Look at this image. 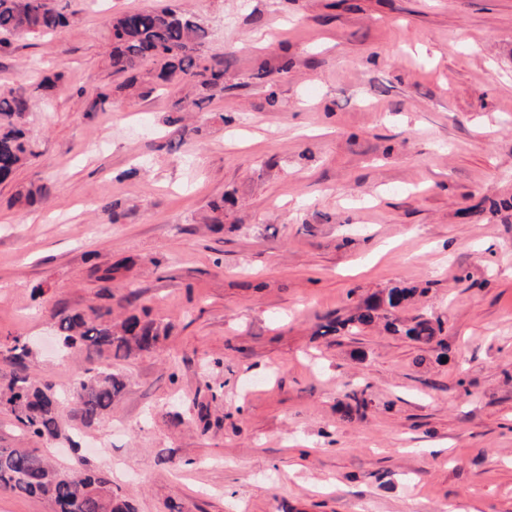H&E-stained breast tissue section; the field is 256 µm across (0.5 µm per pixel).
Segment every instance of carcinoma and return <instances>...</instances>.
Masks as SVG:
<instances>
[{
	"mask_svg": "<svg viewBox=\"0 0 512 512\" xmlns=\"http://www.w3.org/2000/svg\"><path fill=\"white\" fill-rule=\"evenodd\" d=\"M70 20L59 0H0V52L8 51L14 38L50 35L69 26ZM107 29L112 40V74L125 77L119 89L128 95L145 98L159 81L186 85L200 94V98L190 101L198 108L205 101L202 94L224 90L228 59L224 53L210 57L203 54L209 32L194 15L169 5L131 10L112 15ZM64 77V71L58 70L44 76L30 91L19 87L0 93V182L10 180L33 155L24 130L32 99L50 98ZM111 98L112 90L99 88L88 100L87 111L104 108ZM415 292L414 288H392L359 306L354 314L328 320L321 325L320 334L355 335L361 328L382 321L394 334L425 346L446 348L441 319L424 314L409 320L397 317L396 312ZM51 319L62 355L106 361L127 360L153 351L172 329L169 323L136 314L116 321L110 307H92L87 312L56 307ZM30 353L22 336L0 345V364L10 367L6 382L0 384V409L33 438L50 441L62 435L60 401L70 406L72 417L91 424L112 410L125 387L118 374L91 375L86 371L74 376L75 386L68 394L48 384L36 385L26 364ZM345 398L348 416L366 412V391L351 390ZM0 489L44 499L53 512H134L120 490L112 487L111 480L95 474L78 476L28 448H0Z\"/></svg>",
	"mask_w": 512,
	"mask_h": 512,
	"instance_id": "obj_1",
	"label": "carcinoma"
}]
</instances>
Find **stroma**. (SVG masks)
<instances>
[{
	"instance_id": "stroma-1",
	"label": "stroma",
	"mask_w": 512,
	"mask_h": 512,
	"mask_svg": "<svg viewBox=\"0 0 512 512\" xmlns=\"http://www.w3.org/2000/svg\"><path fill=\"white\" fill-rule=\"evenodd\" d=\"M162 3L71 0L66 29L0 54V89L66 73L0 184V339L35 341L60 392L84 362L53 307L173 326L113 363L109 415L46 442L0 411V448L101 473L136 512H512V0H175L230 59L183 138L182 88L86 109L119 82L108 17ZM227 193L223 229L202 223ZM393 287L445 353L380 324L319 335Z\"/></svg>"
}]
</instances>
